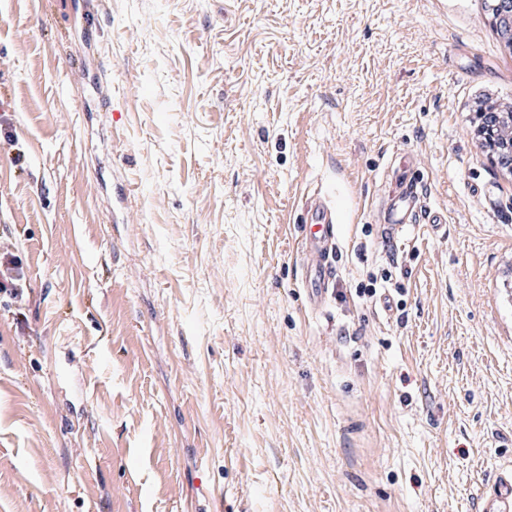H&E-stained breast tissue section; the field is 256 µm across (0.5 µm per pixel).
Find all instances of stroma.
Returning a JSON list of instances; mask_svg holds the SVG:
<instances>
[{
  "label": "stroma",
  "instance_id": "1",
  "mask_svg": "<svg viewBox=\"0 0 512 512\" xmlns=\"http://www.w3.org/2000/svg\"><path fill=\"white\" fill-rule=\"evenodd\" d=\"M488 91L476 0H0V512H474L512 471ZM403 151L445 223L388 247ZM512 101L504 102L501 100H493L492 98H485L477 102L474 112H495L485 114L482 118L475 117V124L472 127L470 134L476 143L482 148L483 142L488 140L489 130L496 131L502 125L512 127ZM305 234L301 249L305 254L304 286L310 305L320 308L336 281V211L325 196L310 198L304 207ZM2 267H4V270H2ZM15 269L14 256L6 253L3 257H0V292H9L11 295L17 297L21 289L20 285L17 283V281L20 280L18 273L13 275Z\"/></svg>",
  "mask_w": 512,
  "mask_h": 512
}]
</instances>
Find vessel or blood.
<instances>
[{"label": "vessel or blood", "mask_w": 512, "mask_h": 512, "mask_svg": "<svg viewBox=\"0 0 512 512\" xmlns=\"http://www.w3.org/2000/svg\"><path fill=\"white\" fill-rule=\"evenodd\" d=\"M390 176L393 190L379 217L378 234L383 242L396 243L409 224H442V215L427 206L426 193L413 175L409 157L395 161ZM303 222L304 286L310 305L317 309L326 302L336 281V211L326 197H313L304 207ZM475 512H512V472L496 477L478 497Z\"/></svg>", "instance_id": "vessel-or-blood-1"}]
</instances>
